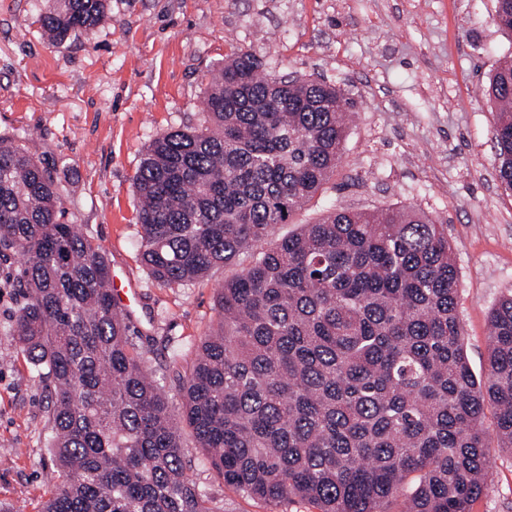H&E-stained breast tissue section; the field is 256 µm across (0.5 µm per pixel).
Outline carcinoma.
<instances>
[{
  "label": "carcinoma",
  "instance_id": "1",
  "mask_svg": "<svg viewBox=\"0 0 512 512\" xmlns=\"http://www.w3.org/2000/svg\"><path fill=\"white\" fill-rule=\"evenodd\" d=\"M512 36V0H495ZM108 19L107 0H44L60 42ZM240 49L205 90L204 119L147 146L134 178L141 256L183 286L224 279L215 329L175 371L181 418L224 483L319 512H470L490 446L512 449V293L490 313L484 380L471 372L447 229L412 208L330 207L278 224L336 175L356 99L277 78ZM498 177L512 191V63L489 77ZM63 218L47 166L0 136V257L22 260L11 327L51 382L59 482L42 512H213L189 476L174 410L108 288L102 249Z\"/></svg>",
  "mask_w": 512,
  "mask_h": 512
}]
</instances>
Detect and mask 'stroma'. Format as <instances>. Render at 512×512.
Instances as JSON below:
<instances>
[{
  "mask_svg": "<svg viewBox=\"0 0 512 512\" xmlns=\"http://www.w3.org/2000/svg\"><path fill=\"white\" fill-rule=\"evenodd\" d=\"M39 0H0V135L20 134L59 185L66 223L102 246L137 293L131 334L172 402L171 363L187 367L217 322V290L237 268L186 286L156 281L140 256L133 180L155 136L203 119L205 88L241 48L267 73L321 79L358 102L335 182L279 225L285 236L328 206L411 205L446 224L459 274L469 366L483 376L490 312L512 291V192L498 179L489 76L512 60L495 0H108L109 19L51 43ZM18 258L0 260V512H41L58 481L47 379L9 334L22 303ZM190 474L216 512H318L225 484L183 435ZM471 512H512V450Z\"/></svg>",
  "mask_w": 512,
  "mask_h": 512,
  "instance_id": "1",
  "label": "stroma"
}]
</instances>
